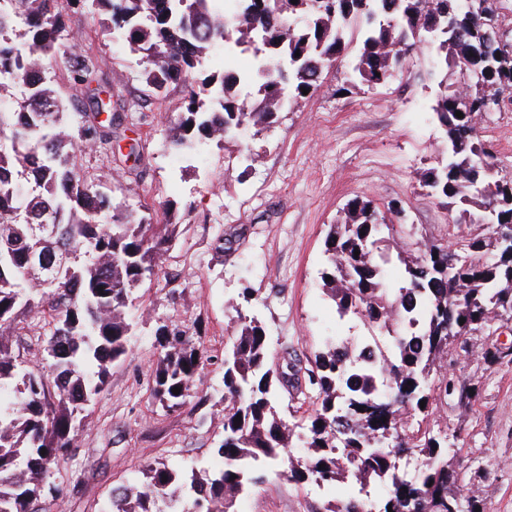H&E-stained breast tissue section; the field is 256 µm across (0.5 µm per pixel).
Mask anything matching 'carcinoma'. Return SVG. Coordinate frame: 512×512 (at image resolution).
I'll return each mask as SVG.
<instances>
[{
    "label": "carcinoma",
    "mask_w": 512,
    "mask_h": 512,
    "mask_svg": "<svg viewBox=\"0 0 512 512\" xmlns=\"http://www.w3.org/2000/svg\"><path fill=\"white\" fill-rule=\"evenodd\" d=\"M89 2L109 13L110 30L141 54L142 77L155 94L175 80L187 88L186 111L169 120L176 150L198 137L271 128L290 99L305 89L313 95L330 63L352 48L351 81L373 86L391 79L416 44L428 43L454 81L433 107L448 163L428 171L425 186L440 198L473 203L489 223H512V171L492 176L481 163V120L501 111L502 95L512 93V27L486 23L466 0H338L333 10L322 0H242L231 18L218 9L221 0ZM65 10L64 0H0V99L20 92L16 106L0 107V391L15 394L0 404V512H31L43 494L109 366L128 352L134 291L158 274L179 235L171 204H159L158 216L141 214L101 192L76 164L80 146L112 147L121 104L98 99L91 87L96 60L62 43ZM232 31L235 44L259 54L256 98L244 92L251 75L226 69L197 76L205 52ZM60 64L111 118L66 111L47 78ZM39 224L53 225L54 234H34ZM324 245L323 286L340 315L387 330L406 323L409 331L389 349L376 339L367 344L372 362L353 361L332 345L318 352L306 369L315 414L298 433L276 393L290 379L299 383L301 369L272 368L265 329L238 314L224 355V439L217 448L224 467L200 481L161 463L140 485L114 490L109 512H231L236 495L259 480L258 467L279 463L294 484L334 489L349 479L386 481L376 512H485L477 491L448 464L446 437L411 431L404 416L450 397L471 405L472 384L434 373L456 348L452 328L472 332L512 319V246L485 233H458L449 243L414 239L403 225L387 223L372 201L357 198L328 225ZM392 249L405 263L404 286L393 293L383 287L381 269ZM32 254L42 257L50 280L35 275ZM31 314L44 320L46 374L27 369L14 349L18 326ZM156 340L154 396L166 409H180L196 394L205 351L177 326H160ZM294 437L305 455H288ZM412 453L425 458L414 475L400 469ZM362 505L350 498L323 512H360Z\"/></svg>",
    "instance_id": "obj_1"
}]
</instances>
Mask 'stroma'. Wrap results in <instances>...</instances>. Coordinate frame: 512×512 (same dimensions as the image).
<instances>
[{"instance_id": "1", "label": "stroma", "mask_w": 512, "mask_h": 512, "mask_svg": "<svg viewBox=\"0 0 512 512\" xmlns=\"http://www.w3.org/2000/svg\"><path fill=\"white\" fill-rule=\"evenodd\" d=\"M106 19L85 0L66 8L70 36L98 59L97 88L124 102L121 124L134 126L142 156L133 162L125 149L94 148L82 150L79 162L88 175L102 177L105 192L129 186L124 200L132 209L171 201L180 234L158 279L136 291L128 354L110 366L73 447L52 470L51 490L33 512H107L114 487L142 482L147 469L161 463L203 477L221 467L224 351L236 303L261 322L275 368L288 361L308 367L338 341L357 348L375 338L391 347L388 333L339 315L323 287L325 235L352 199L372 200L389 211L391 223L424 239L482 230L420 180L448 158L445 131L432 110L441 75L431 48H418L393 78L372 87L353 86L345 65H337L314 96L290 101L269 130L201 138L180 154L167 146V119L185 111V86L173 82L155 96L138 54L104 33ZM482 126L501 164L512 167V107L489 113ZM41 325L37 316L25 318L15 343L28 367L39 371L48 367ZM162 325L199 332L209 356L199 399L177 411L163 408L152 391ZM470 342L473 356L450 372L476 384L471 409L439 402L408 422L447 432L458 449L451 461L487 512H512V362L482 357L484 349L512 344V331L496 322L472 333ZM351 492L345 483L332 492L297 485L280 468L265 466L237 498L235 512H321L327 500Z\"/></svg>"}]
</instances>
